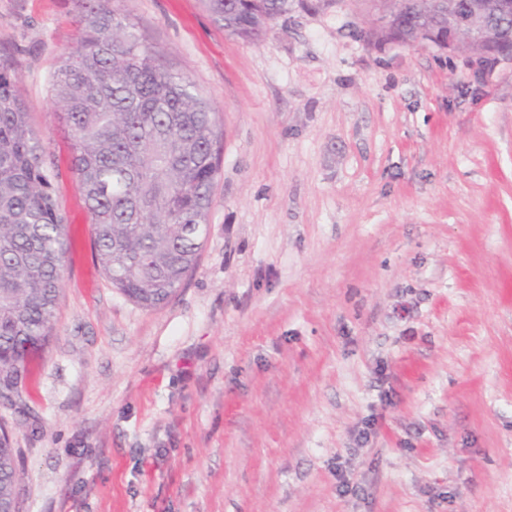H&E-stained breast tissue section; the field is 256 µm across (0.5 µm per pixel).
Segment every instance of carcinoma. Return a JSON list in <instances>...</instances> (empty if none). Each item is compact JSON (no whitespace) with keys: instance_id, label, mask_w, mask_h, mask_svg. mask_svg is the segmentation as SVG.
I'll return each instance as SVG.
<instances>
[{"instance_id":"cac0c4a2","label":"carcinoma","mask_w":512,"mask_h":512,"mask_svg":"<svg viewBox=\"0 0 512 512\" xmlns=\"http://www.w3.org/2000/svg\"><path fill=\"white\" fill-rule=\"evenodd\" d=\"M372 45L413 43L447 31L432 0H365ZM80 34L49 84L71 145L70 173L92 227L97 263L112 287L145 309L165 303L197 264L224 145L216 108L187 76L160 63L111 0H77ZM231 37L253 42L259 25L293 0H204ZM469 53L507 57L488 37ZM16 62L0 54V372L18 383L52 340L70 248L60 172L18 90ZM19 475L0 429V509L16 508Z\"/></svg>"}]
</instances>
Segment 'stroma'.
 I'll return each instance as SVG.
<instances>
[{
    "label": "stroma",
    "mask_w": 512,
    "mask_h": 512,
    "mask_svg": "<svg viewBox=\"0 0 512 512\" xmlns=\"http://www.w3.org/2000/svg\"><path fill=\"white\" fill-rule=\"evenodd\" d=\"M218 110L208 234L168 302L74 220L53 340L0 397L17 512H512V59L369 45L360 0L254 42L202 0H112ZM75 0H0V53L68 166L49 81Z\"/></svg>",
    "instance_id": "1"
}]
</instances>
